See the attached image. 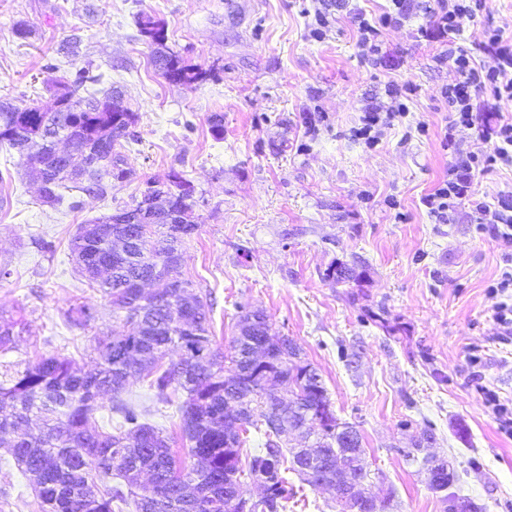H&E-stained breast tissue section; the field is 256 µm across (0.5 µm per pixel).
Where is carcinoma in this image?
Instances as JSON below:
<instances>
[{
	"label": "carcinoma",
	"instance_id": "carcinoma-1",
	"mask_svg": "<svg viewBox=\"0 0 512 512\" xmlns=\"http://www.w3.org/2000/svg\"><path fill=\"white\" fill-rule=\"evenodd\" d=\"M155 67L163 77L183 82L206 73L185 65L165 51H156ZM99 77L87 70L60 83L53 107L29 103H0V146L17 151L42 186L41 199L60 205L62 190L74 184L79 191L105 196L114 181L127 176L123 141L137 115L122 105V92L103 97L86 94V84ZM73 137L76 151L88 153L76 173L64 170L56 156V134ZM150 191L171 194L175 204L193 209L184 180L153 181ZM154 230L118 224L113 216L79 225L70 241L78 272L110 299L122 317L123 329L95 338L97 367L87 373L72 360L51 354L34 363H0V433L14 434L10 442L18 470L28 478L41 512H114L113 504H133L135 512H231L229 501L241 477L270 482L269 494L255 512H283L295 497L294 485L283 475L299 467L311 470L300 480L319 488L335 487L336 505L343 506L345 488L340 472L351 480L367 476L365 449L355 426L318 428L321 409L330 405L320 375L301 358L300 347L288 336H271L267 316L259 309L240 311L228 351L214 343L210 308L193 296L192 283L181 278L177 243L198 228L192 222L180 233L163 232L165 219L151 221ZM157 280L158 290L144 295L141 285ZM98 318L97 309L77 304L66 314L70 326L85 329ZM18 322L0 321V353L11 348ZM255 342L266 345L268 360L255 366L246 358ZM172 347L181 350L176 364L164 366ZM205 349L198 360L192 351ZM150 378L156 402L171 404L176 395L182 438L197 464L187 466L173 453L168 438L142 421L149 410L124 397L130 379ZM284 387L296 397L283 412L275 390ZM112 395V430L97 424V398ZM240 407L238 423L224 421L227 402ZM307 427L318 440L320 455L311 460L299 448L288 447L281 434ZM263 434L264 448L242 455L250 430ZM119 483L112 484V479ZM389 489L376 507L360 501L351 512H384L393 506Z\"/></svg>",
	"mask_w": 512,
	"mask_h": 512
}]
</instances>
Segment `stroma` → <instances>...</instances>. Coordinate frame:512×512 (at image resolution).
I'll use <instances>...</instances> for the list:
<instances>
[{
	"mask_svg": "<svg viewBox=\"0 0 512 512\" xmlns=\"http://www.w3.org/2000/svg\"><path fill=\"white\" fill-rule=\"evenodd\" d=\"M390 7L345 0L317 38L315 0H0V100L49 102L58 77L87 68L102 77L92 92L121 88L137 116L123 150L129 179L102 197L66 192L55 209L41 204L18 154L0 149V265L10 271L0 316L26 324L7 360L59 353L93 367L95 336L122 322L77 272L70 240L175 170L195 189L199 224L180 246V272L209 304L218 345L228 347L239 307L263 310L270 334L296 341L337 417L359 430L370 473L394 489L397 512H446L420 464L401 454L425 427L432 452L459 474L460 495L484 512H512V434L484 395L492 390L512 409V335L494 321L499 299L488 292L512 269V245L476 233L472 207L511 193L512 167L477 175L452 223L430 216L422 200L447 178L455 149L489 150L495 137L489 127H452L443 92L455 74L420 19L384 28L379 61L361 56L354 13L374 18ZM144 14L204 79L160 75L137 25ZM20 23L28 38L16 35ZM489 27L512 31V0H486L456 38L485 65L477 45ZM75 31L79 55H60ZM390 82L414 86L409 112L366 148L351 131L365 107L385 102ZM72 200L81 208L70 210ZM340 265L354 280L328 277ZM78 303L98 311L85 330L66 323ZM129 389L187 460L176 406L156 403L145 380ZM0 512H40L3 445Z\"/></svg>",
	"mask_w": 512,
	"mask_h": 512,
	"instance_id": "1",
	"label": "stroma"
}]
</instances>
